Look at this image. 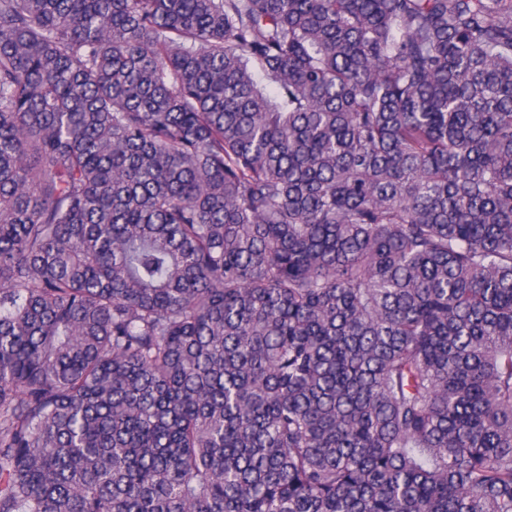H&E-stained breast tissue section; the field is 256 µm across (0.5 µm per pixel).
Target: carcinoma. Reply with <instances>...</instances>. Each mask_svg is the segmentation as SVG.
<instances>
[{
  "label": "carcinoma",
  "instance_id": "1",
  "mask_svg": "<svg viewBox=\"0 0 512 512\" xmlns=\"http://www.w3.org/2000/svg\"><path fill=\"white\" fill-rule=\"evenodd\" d=\"M0 512H512V0H0Z\"/></svg>",
  "mask_w": 512,
  "mask_h": 512
}]
</instances>
